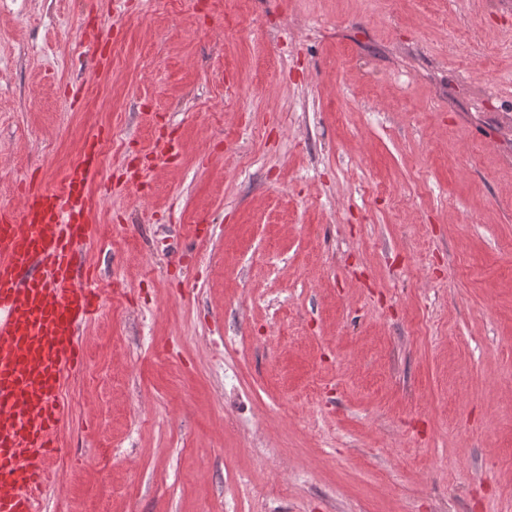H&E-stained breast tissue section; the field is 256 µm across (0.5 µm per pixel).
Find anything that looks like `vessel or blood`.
<instances>
[{
	"mask_svg": "<svg viewBox=\"0 0 512 512\" xmlns=\"http://www.w3.org/2000/svg\"><path fill=\"white\" fill-rule=\"evenodd\" d=\"M98 145L86 141L59 186L31 185L21 208H0V512H43L63 386L86 362L79 333L101 290L79 258L91 238Z\"/></svg>",
	"mask_w": 512,
	"mask_h": 512,
	"instance_id": "b4317fda",
	"label": "vessel or blood"
}]
</instances>
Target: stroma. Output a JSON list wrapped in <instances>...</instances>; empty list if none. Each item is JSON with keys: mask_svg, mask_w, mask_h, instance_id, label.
I'll use <instances>...</instances> for the list:
<instances>
[{"mask_svg": "<svg viewBox=\"0 0 512 512\" xmlns=\"http://www.w3.org/2000/svg\"><path fill=\"white\" fill-rule=\"evenodd\" d=\"M95 135L44 512H512V0H0V206Z\"/></svg>", "mask_w": 512, "mask_h": 512, "instance_id": "obj_1", "label": "stroma"}]
</instances>
